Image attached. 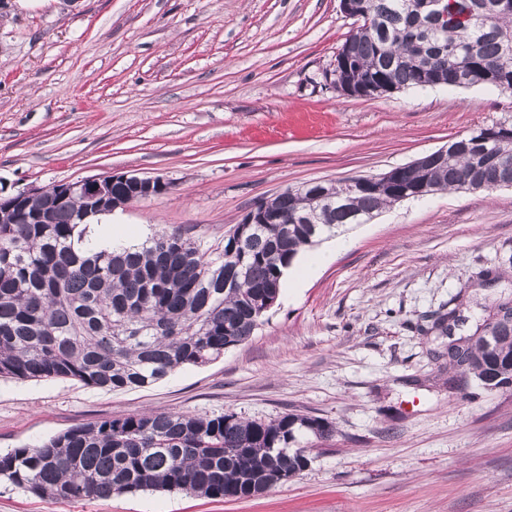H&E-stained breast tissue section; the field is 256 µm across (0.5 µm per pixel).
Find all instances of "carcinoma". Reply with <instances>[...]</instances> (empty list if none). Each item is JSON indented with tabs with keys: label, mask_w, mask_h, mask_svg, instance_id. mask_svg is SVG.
<instances>
[{
	"label": "carcinoma",
	"mask_w": 512,
	"mask_h": 512,
	"mask_svg": "<svg viewBox=\"0 0 512 512\" xmlns=\"http://www.w3.org/2000/svg\"><path fill=\"white\" fill-rule=\"evenodd\" d=\"M424 0H352L360 21L341 46L345 62L331 71L341 94L382 96L405 88H512V0H453L444 19ZM512 183V123L499 122L449 141L448 158L401 168L396 186L358 190L350 179L318 200L313 190L286 189L257 203L269 222L243 253L231 239L204 247L180 227L164 229L119 251L98 245L90 223L108 214L96 202L70 199L40 224L44 205L0 208V377L64 378L107 390L145 388L184 365H204L247 340L259 300L277 299L281 267L323 236L358 224L427 185L433 192L491 190ZM121 203L141 200L116 183ZM503 329L493 345L484 321L454 307L422 329L448 337V369L485 389L496 367L512 366V298L489 313ZM332 436L320 418L288 413L265 422L234 413L213 417L151 412L71 428L0 455V476L56 501L110 498L140 491L186 490L210 499L247 497L252 484L310 462L299 437Z\"/></svg>",
	"instance_id": "carcinoma-1"
}]
</instances>
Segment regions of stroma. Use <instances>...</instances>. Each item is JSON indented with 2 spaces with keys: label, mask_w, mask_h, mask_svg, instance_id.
I'll use <instances>...</instances> for the list:
<instances>
[{
  "label": "stroma",
  "mask_w": 512,
  "mask_h": 512,
  "mask_svg": "<svg viewBox=\"0 0 512 512\" xmlns=\"http://www.w3.org/2000/svg\"><path fill=\"white\" fill-rule=\"evenodd\" d=\"M356 23L340 0H0V183L9 191L124 171L170 192L128 204L115 233L223 241L259 201L313 180L376 176L512 120L486 86L377 98L325 79ZM346 249L279 299L247 341L148 388L0 378V452L143 412H289L308 467L264 494L174 490L55 501L0 478V512H512V388L448 386L447 342L421 335L477 292L512 286V187L447 191L348 226Z\"/></svg>",
  "instance_id": "stroma-1"
}]
</instances>
